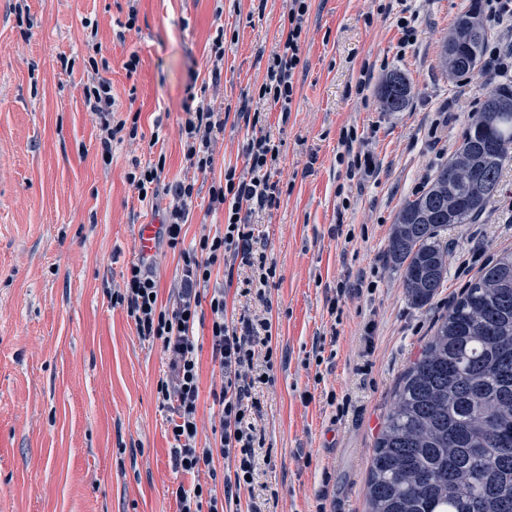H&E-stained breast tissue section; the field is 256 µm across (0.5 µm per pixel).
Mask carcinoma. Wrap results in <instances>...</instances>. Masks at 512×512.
I'll use <instances>...</instances> for the list:
<instances>
[{
    "mask_svg": "<svg viewBox=\"0 0 512 512\" xmlns=\"http://www.w3.org/2000/svg\"><path fill=\"white\" fill-rule=\"evenodd\" d=\"M477 9L460 17L453 71L483 55ZM410 83L387 76V112L406 104ZM512 161V88L486 95L455 155L427 189L406 201L389 241L408 301L430 304L448 274L443 233L474 224ZM368 512H512V251L481 268L410 362L376 438L367 479Z\"/></svg>",
    "mask_w": 512,
    "mask_h": 512,
    "instance_id": "obj_1",
    "label": "carcinoma"
}]
</instances>
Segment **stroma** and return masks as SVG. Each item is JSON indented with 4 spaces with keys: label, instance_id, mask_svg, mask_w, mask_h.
<instances>
[{
    "label": "stroma",
    "instance_id": "35a3bbf8",
    "mask_svg": "<svg viewBox=\"0 0 512 512\" xmlns=\"http://www.w3.org/2000/svg\"><path fill=\"white\" fill-rule=\"evenodd\" d=\"M384 0H311L303 63L289 114L265 109L280 140L277 209L252 216L276 278L272 381L255 397L269 459L250 502L267 512H365L374 441L395 387L439 318L478 270L512 248V168L480 221L448 229V275L428 306H412L387 249L400 207L457 150L493 81L476 65L448 73L441 50L474 0H417L412 46L399 45ZM0 0V512H177L171 491L190 476L171 463L168 414L156 385L160 344L143 342L109 290L137 258L140 225L161 223L165 201L140 202L125 179L132 161L165 157L163 178L187 173L178 122L188 97L228 117L187 239L223 223L208 190L228 167L244 168L240 107L265 75L287 30V0ZM224 37V70L206 61ZM137 53L136 72L124 64ZM376 64L365 96L353 90ZM112 85L120 113L140 115L142 139L113 145L103 165L82 86L90 66ZM407 75L411 96L384 111L378 83ZM459 103L446 126L442 112ZM351 129L374 171L347 181L340 134ZM354 234L337 236V225ZM360 287L344 297L346 278ZM339 299L341 317L329 312ZM199 414L210 419L219 367L209 323L196 329ZM321 354V365L309 358Z\"/></svg>",
    "mask_w": 512,
    "mask_h": 512
}]
</instances>
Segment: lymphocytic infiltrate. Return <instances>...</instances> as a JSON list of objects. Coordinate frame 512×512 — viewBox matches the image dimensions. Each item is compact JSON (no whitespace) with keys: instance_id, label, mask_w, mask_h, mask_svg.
I'll use <instances>...</instances> for the list:
<instances>
[{"instance_id":"lymphocytic-infiltrate-1","label":"lymphocytic infiltrate","mask_w":512,"mask_h":512,"mask_svg":"<svg viewBox=\"0 0 512 512\" xmlns=\"http://www.w3.org/2000/svg\"><path fill=\"white\" fill-rule=\"evenodd\" d=\"M309 7L310 0H289L286 38L270 56L257 89L259 101L279 106L284 113L295 98L294 75L302 62V34ZM483 11L498 32L486 59L488 76L493 79L512 71V0H484ZM83 93L97 118L101 160L111 164L113 143L136 139L139 125L115 120L112 86L99 74H91ZM239 117L249 130L243 145L245 169L239 173L227 168L223 182L211 185L209 208L223 212L224 223L201 234L194 243H186L184 227L194 206L195 177L212 170L216 146L224 135L223 108L198 103L187 108L179 123L183 156L193 178L164 183L166 161L162 158L134 164L126 176L145 202L168 197L160 235L181 262L166 303H159L156 297L155 267L142 261L130 264L122 288L110 294L113 304L123 307L133 322L137 335L160 343L167 356V371L156 386L157 398L169 413L173 465L194 478L191 485H178L174 492L178 512H224L226 504L239 502L241 491L252 486L264 446L254 419L259 411L255 390L270 379L259 363L271 361L273 356L272 322L247 310L227 317L223 289L210 286L216 269L235 264L246 267L251 274L244 279L241 293L262 303L276 276V266L259 247L248 219L279 203L281 188L275 173L280 149L270 132L259 130V115L244 107ZM206 318L211 321L212 358L219 365L220 385L213 393L218 424L212 429V441L204 443L198 425L200 374L195 330ZM221 457L233 459V472L218 473L216 461ZM203 473L208 476L204 482L199 479Z\"/></svg>"}]
</instances>
